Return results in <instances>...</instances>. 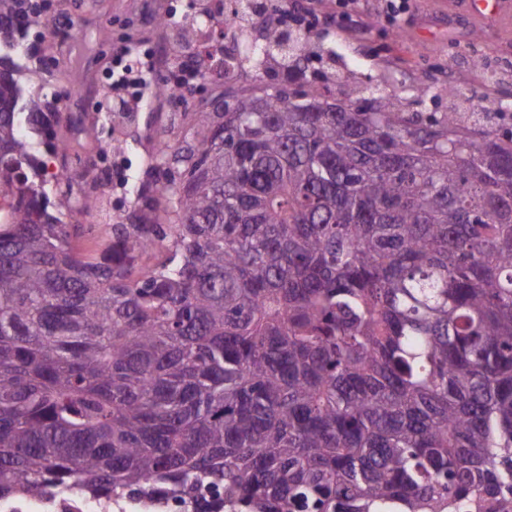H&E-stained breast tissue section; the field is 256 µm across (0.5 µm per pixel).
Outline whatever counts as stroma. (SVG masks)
Returning <instances> with one entry per match:
<instances>
[{
  "label": "stroma",
  "mask_w": 512,
  "mask_h": 512,
  "mask_svg": "<svg viewBox=\"0 0 512 512\" xmlns=\"http://www.w3.org/2000/svg\"><path fill=\"white\" fill-rule=\"evenodd\" d=\"M205 0H52L45 39L54 42L57 53L47 55L42 70L28 73L30 84L51 83L57 96L65 98L69 112L82 114L81 132L73 134L66 167L74 175L72 190L82 197L86 167L109 168L113 159L124 158L133 175L142 181L151 176L145 161L152 153L158 132L180 140L188 125L185 112H209L217 104L257 91L265 85H281L285 73L277 64L262 71L245 68L232 82L211 72L192 92L176 98L153 96L141 112L113 123L106 114L116 102L108 90L112 82L113 46L134 41L145 49L159 47L162 66L155 69V83L164 86L177 74L180 61L194 55L195 47L176 42L170 28L158 26L160 16L175 23L194 14ZM365 35L350 43L337 34L334 25L320 26L307 34L310 47H323L322 62H310L332 95L349 84L368 85L391 96L405 111L448 109V90L457 88L462 97H487L512 101V79L489 80L487 71L470 65L473 49L485 57H512V16L488 20L471 14L465 0H418V10L409 22L390 29L383 21L379 0H362ZM97 207L67 212L63 223L72 225L83 254L95 255L109 238L111 227L127 223L134 209L133 197L101 186Z\"/></svg>",
  "instance_id": "35a3bbf8"
}]
</instances>
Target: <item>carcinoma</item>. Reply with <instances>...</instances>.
<instances>
[{
	"label": "carcinoma",
	"instance_id": "carcinoma-1",
	"mask_svg": "<svg viewBox=\"0 0 512 512\" xmlns=\"http://www.w3.org/2000/svg\"><path fill=\"white\" fill-rule=\"evenodd\" d=\"M243 20L263 0H228ZM207 9L173 33L187 45ZM39 0H0V500L186 512H495L512 497V131L351 87L267 86L159 138L136 224L71 243L53 93L5 65ZM301 36L248 62L289 72ZM313 105L316 112L302 108ZM169 256L133 276L140 254ZM2 512H140L146 511L141 505L130 501L106 504L85 497L73 489L63 497L39 498L27 496L11 502H0Z\"/></svg>",
	"mask_w": 512,
	"mask_h": 512
}]
</instances>
